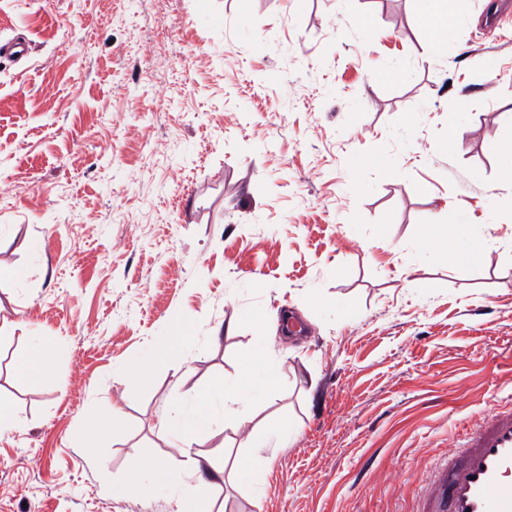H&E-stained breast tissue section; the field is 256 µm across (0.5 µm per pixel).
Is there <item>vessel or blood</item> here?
Wrapping results in <instances>:
<instances>
[{"label":"vessel or blood","mask_w":512,"mask_h":512,"mask_svg":"<svg viewBox=\"0 0 512 512\" xmlns=\"http://www.w3.org/2000/svg\"><path fill=\"white\" fill-rule=\"evenodd\" d=\"M418 512H512V407L490 413L433 469Z\"/></svg>","instance_id":"b4317fda"}]
</instances>
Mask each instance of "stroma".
Instances as JSON below:
<instances>
[{"label":"stroma","instance_id":"1","mask_svg":"<svg viewBox=\"0 0 512 512\" xmlns=\"http://www.w3.org/2000/svg\"><path fill=\"white\" fill-rule=\"evenodd\" d=\"M424 0H0V512H176L118 500L180 394L233 378L275 325L262 491L223 512H417L448 441L512 405V0L447 36ZM487 247L448 263L431 223ZM198 345L132 387L171 324ZM37 344L68 351L18 378ZM119 429L82 439L111 407ZM277 433L280 435L278 447H288V430L285 429L281 420L277 418H269L261 423V431L259 435H250L245 443L240 447L247 448H264L265 438L271 434Z\"/></svg>","mask_w":512,"mask_h":512}]
</instances>
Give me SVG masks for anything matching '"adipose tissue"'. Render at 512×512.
<instances>
[{"instance_id":"adipose-tissue-1","label":"adipose tissue","mask_w":512,"mask_h":512,"mask_svg":"<svg viewBox=\"0 0 512 512\" xmlns=\"http://www.w3.org/2000/svg\"><path fill=\"white\" fill-rule=\"evenodd\" d=\"M424 238L441 243L443 254L451 263L478 259L486 249L484 239L465 236L458 229L448 230L443 224L431 225ZM195 345L196 338L188 328L172 327L162 341L143 348L123 367L121 375L130 385H146L156 368L171 358L183 356ZM66 356L63 346L44 345L33 353L21 355L13 370L26 379L41 378ZM281 378V361L273 357L268 338L258 337L233 379L215 378L203 389L184 396L173 413L164 419V434L170 443L190 448L229 421L234 423L236 430L246 431L253 422L254 407L268 390L280 384ZM272 433L279 434V447H287L288 432L282 421L269 418L262 422L259 434L248 436L245 451L237 453L232 460L216 464L189 455L182 460L157 462L146 470L129 471L121 483L113 485L112 491L123 499L131 484L177 486L184 474L191 473L197 476L199 483L189 494L178 499L177 512H214L213 492L223 488L225 483H237L254 490L266 484L269 469L259 464L255 451L264 446L266 436Z\"/></svg>"}]
</instances>
